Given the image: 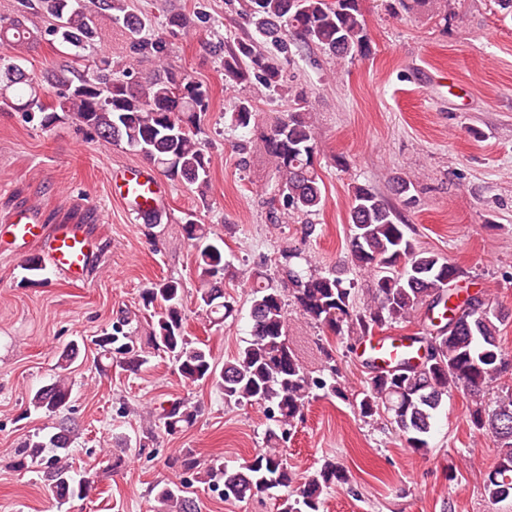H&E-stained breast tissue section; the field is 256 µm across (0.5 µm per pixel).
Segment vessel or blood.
Listing matches in <instances>:
<instances>
[{
	"label": "vessel or blood",
	"mask_w": 512,
	"mask_h": 512,
	"mask_svg": "<svg viewBox=\"0 0 512 512\" xmlns=\"http://www.w3.org/2000/svg\"><path fill=\"white\" fill-rule=\"evenodd\" d=\"M112 195L126 204L136 218L146 220L159 211L164 185L155 172L131 166L113 172ZM9 228L14 240L22 243L36 236L37 226L30 214L17 216ZM45 251L55 273L72 284L84 281L98 260L94 241L80 227L71 224L59 226L48 237ZM363 352L376 368L382 369L410 354L411 349L406 340L372 336Z\"/></svg>",
	"instance_id": "vessel-or-blood-1"
}]
</instances>
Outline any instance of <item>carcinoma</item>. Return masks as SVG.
Segmentation results:
<instances>
[{
  "mask_svg": "<svg viewBox=\"0 0 512 512\" xmlns=\"http://www.w3.org/2000/svg\"><path fill=\"white\" fill-rule=\"evenodd\" d=\"M245 7L254 35L225 50V85L241 86L255 78L293 102L256 142L274 169V195L283 197L285 209L310 215L321 210L325 196L314 163L318 140L309 121L312 106L306 92L282 79L291 61L290 37L339 61L365 56L370 51L365 15L360 0H246ZM38 10L51 21L44 32L18 20L0 19V110L36 115L45 131L72 118L99 143L141 154L171 181L195 184L206 197L211 158L199 135L209 91L189 73L166 63V42L146 34L150 20L127 10L125 0H38ZM106 11L112 12V21L124 30L135 54L125 63L97 49V17ZM44 33L69 51L71 61L64 72L36 77L23 68L18 50ZM47 85L55 88L53 103L45 101ZM255 116L252 102L241 97L231 100L224 113L232 127L241 129L249 128ZM348 223L351 269L371 277L368 298L360 306L353 304V280L340 271L311 269L303 274L285 265L278 281L259 270L234 272L224 258V239L210 236L206 226L186 217L182 232L197 250L198 308L209 323L223 324L235 311L226 300L224 282L237 274L246 277L251 284V339L218 366L210 346L188 336L185 290L180 280L170 278L141 294L143 307L156 309L148 349L124 331L127 320L122 318L112 333L97 341L101 356L110 360L117 354L122 368L136 373L148 362L149 351L163 353L185 384L213 385L228 406L258 405L267 419L285 430L302 418L314 390L341 394L331 350L322 348L330 363L329 377L313 378L301 365L288 339V304L317 326L358 338L409 323L421 311L428 318L436 313L441 325L428 336L409 338L424 344V354L372 372L361 392L359 414L365 419L388 418L406 447L423 454L443 397L453 390L466 391L471 425L490 435L498 452L485 493L494 504L512 497V392L496 397L492 407L485 401L492 382L512 367L496 338L498 326L512 319V310L494 306L479 292L463 297L453 291L450 284L461 277V269L418 247L397 211L372 188L353 187ZM71 395V384L58 376L29 395L28 410L57 417ZM147 415L146 435L157 423L174 435L194 423L198 408L175 400ZM278 440L276 431L268 430L270 447L259 449L237 470L225 467L218 456L203 463L193 450L180 451L168 467L183 480L160 479L152 486L155 512H198L189 496L193 482L219 492L226 502L290 487L295 475L283 453L271 446ZM71 456L69 430L49 437L35 431L15 449V465L39 468L59 501L84 500L96 490V481L75 473ZM347 480L342 464L326 460L299 483L295 494L279 499L278 512H320L324 492Z\"/></svg>",
  "mask_w": 512,
  "mask_h": 512,
  "instance_id": "carcinoma-1",
  "label": "carcinoma"
}]
</instances>
